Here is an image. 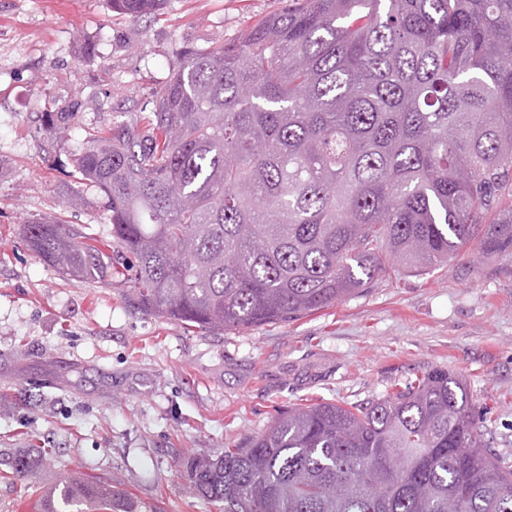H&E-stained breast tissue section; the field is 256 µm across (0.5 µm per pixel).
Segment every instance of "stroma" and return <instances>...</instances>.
Instances as JSON below:
<instances>
[{"mask_svg": "<svg viewBox=\"0 0 512 512\" xmlns=\"http://www.w3.org/2000/svg\"><path fill=\"white\" fill-rule=\"evenodd\" d=\"M291 4L164 0L131 19L111 0H0V463L57 451L0 478V512H27L73 474L128 494L133 512H220L179 460L263 432L289 405L353 406L434 368L465 382L485 442L512 456V256L399 265L320 312L216 334L65 278L22 240L25 222L54 216L109 239L103 198L75 177L87 131L152 107L183 51L235 42ZM53 448H32L14 455L8 462L14 477H23L29 472L43 467L54 458Z\"/></svg>", "mask_w": 512, "mask_h": 512, "instance_id": "stroma-1", "label": "stroma"}]
</instances>
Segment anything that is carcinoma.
Wrapping results in <instances>:
<instances>
[{
    "label": "carcinoma",
    "mask_w": 512,
    "mask_h": 512,
    "mask_svg": "<svg viewBox=\"0 0 512 512\" xmlns=\"http://www.w3.org/2000/svg\"><path fill=\"white\" fill-rule=\"evenodd\" d=\"M161 0H112L132 18ZM79 179L111 239L58 218L23 239L66 276L215 333L286 323L395 264L512 255V0H300L190 50L154 108L89 134ZM444 369L353 409L291 407L185 469L221 512H512V463ZM8 462L23 477L54 458ZM77 475L32 512H122Z\"/></svg>",
    "instance_id": "1"
}]
</instances>
